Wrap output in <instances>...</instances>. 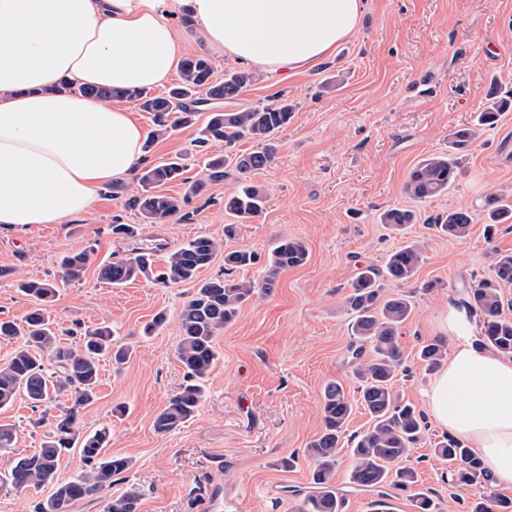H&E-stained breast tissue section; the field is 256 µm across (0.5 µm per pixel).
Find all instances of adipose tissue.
<instances>
[{
    "mask_svg": "<svg viewBox=\"0 0 512 512\" xmlns=\"http://www.w3.org/2000/svg\"><path fill=\"white\" fill-rule=\"evenodd\" d=\"M365 0H0V228L88 214L128 179L144 132L128 107L56 91L155 88L177 71L187 13L206 47L283 83L358 30ZM448 356L423 391L437 427L512 486V358L486 347L466 311H448Z\"/></svg>",
    "mask_w": 512,
    "mask_h": 512,
    "instance_id": "adipose-tissue-1",
    "label": "adipose tissue"
}]
</instances>
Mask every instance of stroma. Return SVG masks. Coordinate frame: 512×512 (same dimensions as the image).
<instances>
[{"instance_id":"stroma-1","label":"stroma","mask_w":512,"mask_h":512,"mask_svg":"<svg viewBox=\"0 0 512 512\" xmlns=\"http://www.w3.org/2000/svg\"><path fill=\"white\" fill-rule=\"evenodd\" d=\"M357 34L336 54L290 81L260 79L224 110L267 102L278 93L296 105L278 135L273 165L254 174L268 193L265 209L252 223L225 236L229 218L224 195L234 178L206 183L181 216L147 231L144 247L156 263L168 250L199 235L222 241L224 249L247 250L257 261L236 271L239 279L263 280L269 256L282 238L302 240L309 260L279 272L269 290L243 304L216 338L218 358L205 383L198 413L182 427L156 433L155 415L185 382L176 356L179 314L190 288L164 287L144 280L114 287L88 268L81 278L62 280L64 255L93 246L97 262L127 250L116 224H140L129 204L133 183L106 184L91 214L62 224L0 229V318H21L31 306L17 288L19 279L56 284L52 306L61 330L111 325L118 344L132 355L122 366L101 364L96 398L82 412L84 432L108 426V454L133 465L113 483L112 494L135 486L137 512H206L203 491L211 480L235 489L231 512H294L310 490L312 464L305 450L322 427L324 386L336 381L354 400L347 437L364 433L370 417L358 405L351 317L345 308L349 284L365 266H383L395 249L417 240L423 262L401 292L413 311L400 329L403 364L395 387L415 406L431 373L418 357L422 342L448 335V310L461 307L467 291L492 272L496 251H512V223L486 234V202H512V112L503 113L466 151L461 175L438 198L420 201L405 192L410 171L423 158L447 151L448 140L470 125L489 101L490 90L512 92V0H366ZM341 76L324 93L321 83ZM199 127L179 128L157 140L148 164L181 157L187 178H204L207 154L200 153ZM392 206L415 211L404 234L392 233L379 216ZM463 209L473 222L469 234H439L438 215ZM166 324L145 334L157 312ZM125 405L123 415L113 414ZM13 425L12 451H0V512H34L53 485L15 489L3 476L17 454L39 448L52 429L51 417L25 401L0 411ZM444 430L427 424L407 463L418 488L438 512H468L472 499L512 488L478 482L455 487L434 454ZM293 456L284 470L281 458Z\"/></svg>"}]
</instances>
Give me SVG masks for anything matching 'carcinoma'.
<instances>
[{
  "label": "carcinoma",
  "instance_id": "1",
  "mask_svg": "<svg viewBox=\"0 0 512 512\" xmlns=\"http://www.w3.org/2000/svg\"><path fill=\"white\" fill-rule=\"evenodd\" d=\"M214 67L204 55L185 58L180 65V82L165 95H154L147 89H112L81 87L75 92L109 102L126 99L137 103L140 110L152 114L154 130L145 149L171 131L198 122L201 105L210 99L223 97L236 100L256 81L246 71H231L224 80H213ZM512 108V100L503 98L481 112L477 126L458 130L448 144V153L422 159L410 171L405 190L414 199L438 196L451 187L461 173L457 154L467 148L478 135L477 127L492 125L497 114ZM295 105L280 94L269 104L253 106L235 112H212L201 129L199 143L211 140L230 145L241 139L256 143V148L243 153L208 159L205 169L212 181L221 180L233 172L236 187L224 196V211L246 224L264 208L265 191L252 184L251 175L269 167L277 154L276 134L290 123ZM184 167L177 160L164 161L141 170L137 179L140 191L131 203L140 211L144 224H161L178 215L190 198L200 194L204 182L188 183L181 197L162 194L155 188L183 178ZM488 227L512 221V205L496 198L488 200ZM380 221L392 230L402 232L415 223V213L409 209L389 208ZM472 216L467 210L439 216L434 226L442 235L461 239L468 235ZM143 229L132 224L112 225V234L130 242L131 248L120 257L99 266L98 278L114 287L140 279L156 284H192L195 290L184 302L180 312V340L177 357L185 369V384L155 416L153 428L167 434L196 416L203 396L204 381L215 361L216 337L231 323L239 308L257 294V288L270 289L273 281L260 284L253 280L213 278L198 281L201 270L209 266L220 244L213 238L199 236L173 249L164 266L154 267L151 254L139 246ZM95 250L85 248L63 258V278L81 277L94 258ZM309 252L298 239L278 243L271 255L273 271L297 268L307 263ZM423 261L421 247L408 243L393 251L382 267L363 268L350 283L346 306L353 316L352 331L356 340L353 357H362L370 349L371 357L360 362L354 371L360 382L361 405L370 415L372 426L351 440L349 453L352 466L348 482L361 489H378L387 485L409 497L415 512H435L433 499L415 489L418 482L414 468L404 464L411 445L418 442L426 428L424 415L413 403L394 390L393 382L403 362L398 341L400 326L410 317L413 305L403 295L383 297L384 283L395 287L409 283ZM256 262L254 253L232 250L224 253V271L248 269ZM512 284V253L498 254L493 275L473 286L464 300L465 309L479 316L482 342L504 355H512V321L503 316L504 302L500 289ZM21 291L32 301V308L19 321L0 318V336L19 339L12 356L0 363V409L23 398L37 409L50 407L60 396L70 397V405L55 416L52 431L31 454L17 459L7 471V477L17 489L44 485L54 480L61 456L79 449L85 462L77 478L55 485L52 494L39 502L35 512H70L79 500L101 495L112 487L113 478L128 471L132 461L127 457L107 454L110 430L106 426L92 433L78 427L80 410L91 403L100 382V361L110 359L117 365L128 361L129 348L112 343V332L106 327L86 331L73 344L60 339L49 306L56 290L50 283L23 280ZM420 359L431 370L438 368L447 357L446 343L430 340L421 346ZM353 406L344 388L329 383L323 390V428L306 448L314 462L312 494L297 512H341L343 495L336 488V455L341 448ZM436 456L448 463V475L454 485H470L478 480L489 481L477 454L459 441L448 437L438 443ZM139 492L130 487L113 497L107 512H137ZM468 512H512V498L499 495L479 497L470 502Z\"/></svg>",
  "mask_w": 512,
  "mask_h": 512
}]
</instances>
